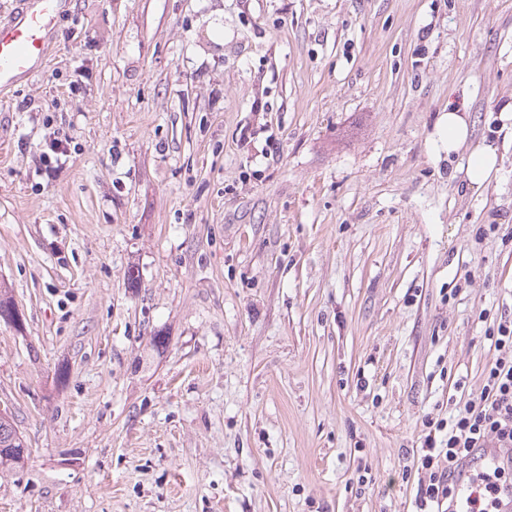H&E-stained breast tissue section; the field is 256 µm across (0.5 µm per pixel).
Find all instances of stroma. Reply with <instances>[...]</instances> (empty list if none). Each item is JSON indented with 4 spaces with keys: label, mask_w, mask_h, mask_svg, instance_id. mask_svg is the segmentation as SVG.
Returning <instances> with one entry per match:
<instances>
[{
    "label": "stroma",
    "mask_w": 512,
    "mask_h": 512,
    "mask_svg": "<svg viewBox=\"0 0 512 512\" xmlns=\"http://www.w3.org/2000/svg\"><path fill=\"white\" fill-rule=\"evenodd\" d=\"M511 100L512 0H66L0 91V512H416L512 319ZM438 140L448 147L449 155L455 154L468 141L470 127L464 104L448 101V111L442 112L436 126ZM501 157L497 147L485 144L477 147L468 157L465 167L467 183L476 189L487 185L500 170Z\"/></svg>",
    "instance_id": "1"
}]
</instances>
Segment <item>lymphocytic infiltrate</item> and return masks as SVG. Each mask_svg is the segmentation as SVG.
Segmentation results:
<instances>
[{"label":"lymphocytic infiltrate","instance_id":"1","mask_svg":"<svg viewBox=\"0 0 512 512\" xmlns=\"http://www.w3.org/2000/svg\"><path fill=\"white\" fill-rule=\"evenodd\" d=\"M495 351L484 372V385L449 421L428 422L412 464L419 478V512H450L457 475L470 472L476 494L471 512H497L502 490L512 488V456L494 468L476 466L475 448L512 449V320L487 332Z\"/></svg>","mask_w":512,"mask_h":512}]
</instances>
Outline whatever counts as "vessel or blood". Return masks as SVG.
Masks as SVG:
<instances>
[{"label":"vessel or blood","mask_w":512,"mask_h":512,"mask_svg":"<svg viewBox=\"0 0 512 512\" xmlns=\"http://www.w3.org/2000/svg\"><path fill=\"white\" fill-rule=\"evenodd\" d=\"M64 0H24L18 17L0 23V89L30 72L46 55Z\"/></svg>","instance_id":"obj_1"}]
</instances>
